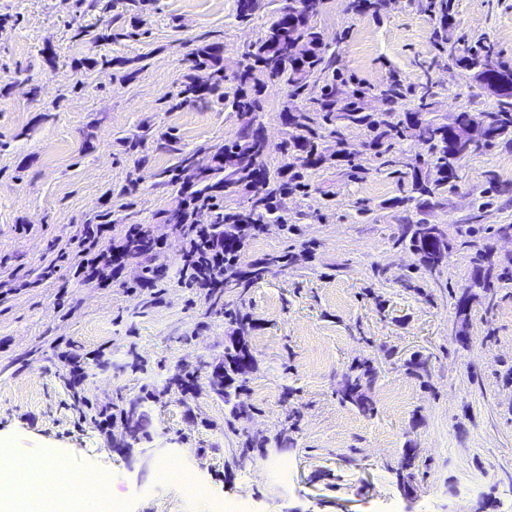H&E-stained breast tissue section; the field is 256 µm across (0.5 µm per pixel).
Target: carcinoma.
<instances>
[{
    "instance_id": "obj_1",
    "label": "carcinoma",
    "mask_w": 512,
    "mask_h": 512,
    "mask_svg": "<svg viewBox=\"0 0 512 512\" xmlns=\"http://www.w3.org/2000/svg\"><path fill=\"white\" fill-rule=\"evenodd\" d=\"M292 11L281 14L273 21L264 35L252 43L244 52L241 68L235 75L233 91L224 92V100L231 102L236 113L238 130L234 137L225 141L212 155L213 164L205 173H197L191 167V158L183 156L172 174L170 185H189L196 195H207L219 188L226 195L244 191L248 194V205L241 211L224 214V219L214 220L216 232L225 231L230 224H237L241 234L234 240H225V245L234 249H245L253 237L255 218L261 216L266 224H288V218L278 213L272 200L278 194L288 191L306 196L310 185L306 171L322 167L327 158L319 149L321 132L328 131L336 137V154L345 158L348 151L341 138V129L350 125L363 127L370 136L369 145L378 167L392 170L407 179L408 195L403 202L415 203L419 209L428 199L441 195L453 186L457 178L458 159L455 158L456 143L451 136L448 123L440 121L434 113L427 111L430 90L423 86L415 97L416 111L399 118L393 112H373L361 99L350 97L340 104L333 74L336 70V55L328 53L320 32L311 20L316 0H292ZM223 48L217 43L203 44L196 49L190 63L196 69L211 70L212 82L206 86L188 83L181 90L186 99L203 100L224 84V68L220 65ZM451 61L467 70H481L488 65L502 76L512 74L508 67L496 58L491 47L483 45L477 51L464 55H450ZM317 78L322 82L319 95L311 109L303 110L292 104H285L282 114L287 127L286 137L277 148L281 159L295 155L305 156L302 167L292 172L287 184L279 183V170L268 164L269 149L261 135V121L256 96L262 92L268 80L279 81L292 100L309 98V80ZM460 125H474L480 136L468 150L472 155L477 151L496 144L512 143V97L497 100L494 112L471 114L461 112L456 116ZM428 145L429 159L426 165L435 174L425 175L417 167L404 161L403 154L395 150L398 141L408 137ZM398 242L419 256V265L433 275L442 272L448 265L453 243L444 228L419 218L401 225ZM477 275L455 298L456 316L461 324L468 320L469 301L475 290L490 291L492 280L501 278L495 274V267L487 252L473 257ZM224 314L238 324L239 337L224 347V389L214 393L224 399L230 407V415L239 417L246 413L236 398L244 390L241 376L252 360L246 336L250 324L230 310ZM356 374L348 376L342 388L340 400L354 406L360 413L374 412L371 398L366 394L375 381L374 367L366 361L354 368ZM121 419L133 430V440L126 444L131 448L149 438L143 417H135L130 409L121 410Z\"/></svg>"
}]
</instances>
